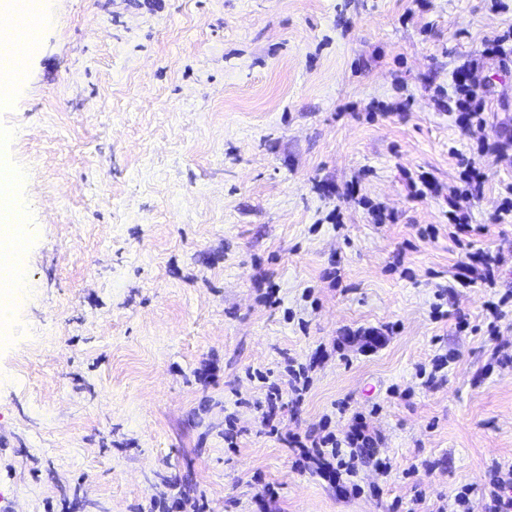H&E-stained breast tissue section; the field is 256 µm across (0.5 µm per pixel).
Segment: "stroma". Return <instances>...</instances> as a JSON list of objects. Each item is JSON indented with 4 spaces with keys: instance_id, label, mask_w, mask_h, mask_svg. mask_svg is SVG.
<instances>
[{
    "instance_id": "1",
    "label": "stroma",
    "mask_w": 512,
    "mask_h": 512,
    "mask_svg": "<svg viewBox=\"0 0 512 512\" xmlns=\"http://www.w3.org/2000/svg\"><path fill=\"white\" fill-rule=\"evenodd\" d=\"M36 2L46 21L0 108L26 214L0 325V512H144L173 483L207 512H436L489 489L512 462V367L493 355L512 347V223L494 221L512 163L485 159L470 204L477 248L507 259L492 288L457 286L448 206L407 180L450 182L470 157L448 85L512 28V0ZM483 75L487 131L512 136V64ZM392 324L375 349L350 340ZM319 347L276 418L341 432L338 404L367 415L393 470L362 472L358 498L298 472L251 405L250 372ZM450 353L442 381L418 376Z\"/></svg>"
}]
</instances>
